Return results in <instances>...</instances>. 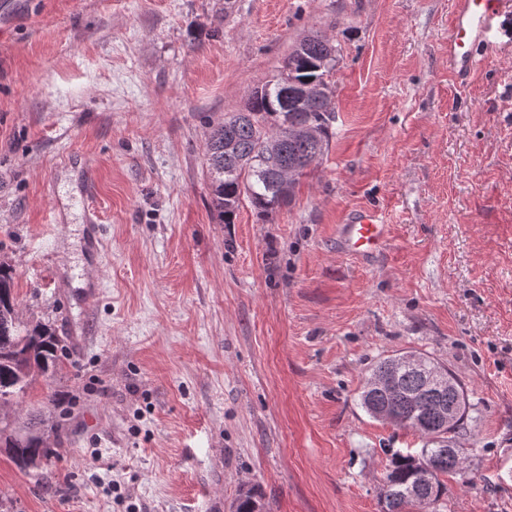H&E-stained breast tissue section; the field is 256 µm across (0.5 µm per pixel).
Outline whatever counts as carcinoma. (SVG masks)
<instances>
[{
  "label": "carcinoma",
  "mask_w": 512,
  "mask_h": 512,
  "mask_svg": "<svg viewBox=\"0 0 512 512\" xmlns=\"http://www.w3.org/2000/svg\"><path fill=\"white\" fill-rule=\"evenodd\" d=\"M338 64L333 41L314 32L294 45L284 63L290 81L276 77L253 88L244 109L224 114L211 124L205 157L212 205L219 223L233 222L243 202L259 216L266 217L289 203L294 189L283 183L294 168L292 184L329 150L335 121L331 99L320 96L304 107L297 104L298 92L324 82ZM235 143V152L224 153V140ZM13 295V270L0 266V403L26 393L33 373L53 374L60 367L66 349L60 337L45 325L21 327L9 308ZM456 392L446 395L423 389L422 376L403 371L394 391L363 388L361 407L367 412L390 406L399 417L395 427L418 434L422 447L394 450L382 479L381 498L386 512H438L445 490L443 477L458 474L462 464L459 449L448 447L467 430L469 403L466 389L454 378ZM455 407V418L442 427L435 412L440 402ZM15 446L10 440L5 452L16 459L26 456L44 462L49 457L35 430ZM428 459L435 473L431 482L419 484L417 467ZM233 512H266L257 488L239 491Z\"/></svg>",
  "instance_id": "1"
}]
</instances>
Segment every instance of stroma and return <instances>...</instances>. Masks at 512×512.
<instances>
[{"label": "stroma", "mask_w": 512, "mask_h": 512, "mask_svg": "<svg viewBox=\"0 0 512 512\" xmlns=\"http://www.w3.org/2000/svg\"><path fill=\"white\" fill-rule=\"evenodd\" d=\"M454 0H0V264L19 320L67 358L0 405V512H381L371 367L454 370L474 483L441 512H512V40L448 74ZM332 37L334 135L290 203L218 223L209 121L243 109L304 36ZM103 247H86L85 198ZM376 208L382 253L336 226ZM341 252L361 260L379 254L388 239V224L372 208L350 211L336 230ZM404 354H408V352L405 353H399L392 357H388L386 359H383L382 361H379L373 368L370 370L369 377L371 376H382L384 374L385 366L387 365V362L398 356H402ZM424 361L423 359L418 355L408 354L401 358H397L394 360V362L391 365L392 373L397 372L400 368L404 367H423ZM30 436L21 443V446H15V442L10 438L6 442L4 450L11 459L17 464L16 458L18 456H26L30 459L37 460L41 464L49 457L47 448H43L42 439L39 437L34 429L27 430ZM233 512H264L265 502L260 492L254 486L244 487L239 491L233 505Z\"/></svg>", "instance_id": "obj_1"}]
</instances>
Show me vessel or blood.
I'll return each instance as SVG.
<instances>
[{"label": "vessel or blood", "instance_id": "vessel-or-blood-1", "mask_svg": "<svg viewBox=\"0 0 512 512\" xmlns=\"http://www.w3.org/2000/svg\"><path fill=\"white\" fill-rule=\"evenodd\" d=\"M512 36V0H455L448 26V70L470 76L497 41ZM341 252L362 260L379 254L388 227L371 208L349 212L336 230Z\"/></svg>", "mask_w": 512, "mask_h": 512}]
</instances>
